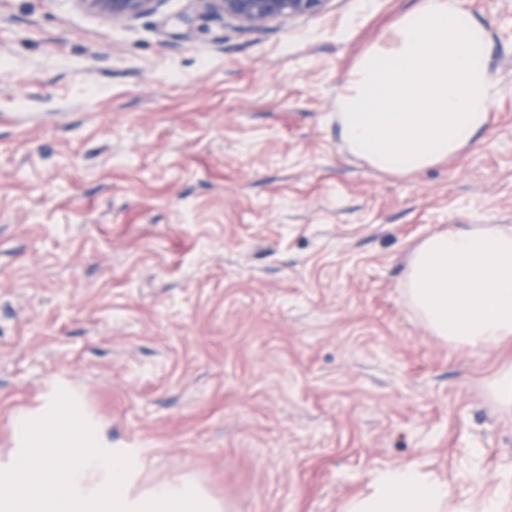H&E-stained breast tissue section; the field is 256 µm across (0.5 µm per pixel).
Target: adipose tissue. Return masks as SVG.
Returning <instances> with one entry per match:
<instances>
[{"label": "adipose tissue", "mask_w": 512, "mask_h": 512, "mask_svg": "<svg viewBox=\"0 0 512 512\" xmlns=\"http://www.w3.org/2000/svg\"><path fill=\"white\" fill-rule=\"evenodd\" d=\"M489 48V30L457 0H419L344 78L342 142L394 175L473 146L498 94ZM403 288L442 339L485 349L512 338V228L469 224L429 236L412 250ZM346 512H448V491L411 467L379 471Z\"/></svg>", "instance_id": "adipose-tissue-1"}]
</instances>
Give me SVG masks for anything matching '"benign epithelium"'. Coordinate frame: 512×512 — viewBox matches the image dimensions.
<instances>
[{
    "label": "benign epithelium",
    "mask_w": 512,
    "mask_h": 512,
    "mask_svg": "<svg viewBox=\"0 0 512 512\" xmlns=\"http://www.w3.org/2000/svg\"><path fill=\"white\" fill-rule=\"evenodd\" d=\"M86 9L113 21L134 20L158 10L164 0H78ZM209 10L243 27L261 28L272 22L319 12L327 0H204Z\"/></svg>",
    "instance_id": "benign-epithelium-1"
}]
</instances>
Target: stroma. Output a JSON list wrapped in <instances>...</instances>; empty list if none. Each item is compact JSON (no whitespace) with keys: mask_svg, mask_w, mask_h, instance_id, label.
Wrapping results in <instances>:
<instances>
[{"mask_svg":"<svg viewBox=\"0 0 512 512\" xmlns=\"http://www.w3.org/2000/svg\"><path fill=\"white\" fill-rule=\"evenodd\" d=\"M417 2L249 29L0 0V466L65 384L141 484L228 512H343L407 466L512 512V343L433 336L403 288L426 237L512 226V0H460L499 82L474 146L396 176L337 135L341 75Z\"/></svg>","mask_w":512,"mask_h":512,"instance_id":"1","label":"stroma"}]
</instances>
